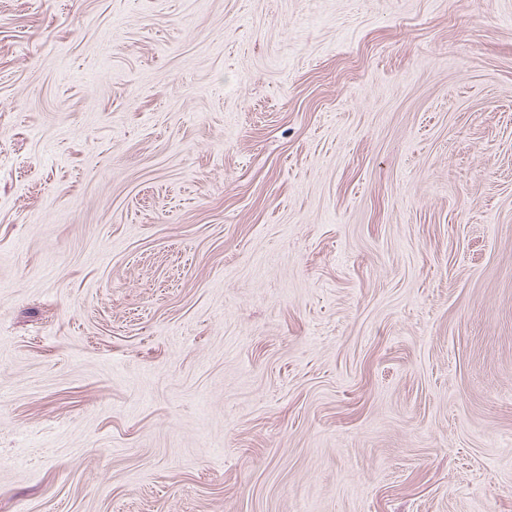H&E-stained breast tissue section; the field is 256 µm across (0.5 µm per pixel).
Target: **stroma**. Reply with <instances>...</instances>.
I'll use <instances>...</instances> for the list:
<instances>
[{"label": "stroma", "instance_id": "stroma-1", "mask_svg": "<svg viewBox=\"0 0 512 512\" xmlns=\"http://www.w3.org/2000/svg\"><path fill=\"white\" fill-rule=\"evenodd\" d=\"M0 512H512V0H0Z\"/></svg>", "mask_w": 512, "mask_h": 512}]
</instances>
